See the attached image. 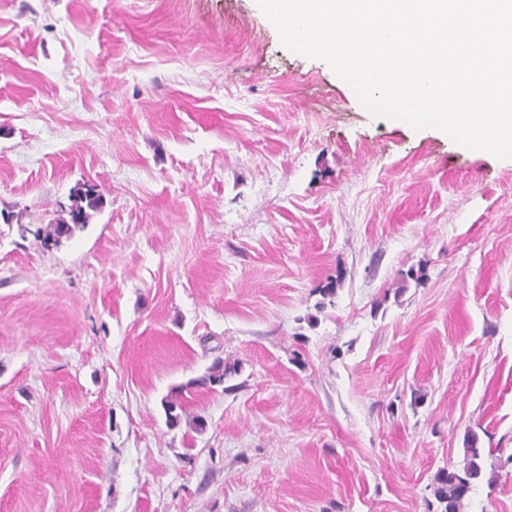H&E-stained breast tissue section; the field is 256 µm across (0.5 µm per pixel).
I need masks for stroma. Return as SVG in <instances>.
I'll return each instance as SVG.
<instances>
[{"label":"stroma","instance_id":"1","mask_svg":"<svg viewBox=\"0 0 512 512\" xmlns=\"http://www.w3.org/2000/svg\"><path fill=\"white\" fill-rule=\"evenodd\" d=\"M1 211L0 512H442L470 433L462 512H512V158L256 0H0ZM74 203L68 211L69 219H62L56 224H47L46 227L38 228L35 235L42 239L46 247H58L72 237L76 229L84 228L88 222V210H96L101 202L93 187L84 184L76 189ZM477 442L478 438L475 435L467 437L466 458L461 469L442 470L435 477L434 496L443 504L442 512H459L463 500L481 479L483 459Z\"/></svg>","mask_w":512,"mask_h":512}]
</instances>
